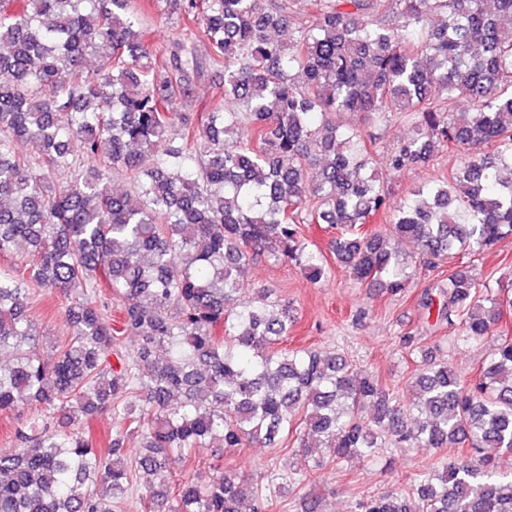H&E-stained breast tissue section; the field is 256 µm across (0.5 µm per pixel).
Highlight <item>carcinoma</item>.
Returning <instances> with one entry per match:
<instances>
[{
	"label": "carcinoma",
	"mask_w": 512,
	"mask_h": 512,
	"mask_svg": "<svg viewBox=\"0 0 512 512\" xmlns=\"http://www.w3.org/2000/svg\"><path fill=\"white\" fill-rule=\"evenodd\" d=\"M160 1L224 62L238 110L200 124L178 111L199 62L150 51L132 0H0V73L12 77L0 81V254L28 244L24 272L0 273V413L41 411L0 454V512H114L138 472L149 512H273L272 494L227 472L171 495L169 462L215 440L279 448L294 433L293 470L308 480L383 448L448 450L354 512H512V474L497 467L512 453V332L495 331L511 289L462 262L421 296L463 341L495 342L474 378L432 362L402 402L342 354L284 347L288 302L249 300L241 279L262 258L327 277L304 224L335 229L336 262L391 296L410 272L367 228L379 214L435 267L512 239V0H400L397 14L393 0H314L287 45L269 30L293 24L289 0ZM344 112L411 133L380 153L336 120ZM446 149L460 153L448 175L391 201L379 171L428 167ZM61 168L73 176L56 187ZM116 168L131 194L105 186ZM102 281L123 304L117 326ZM33 286L63 302L70 330L51 361L30 351ZM117 334L132 353L113 349ZM400 339L428 355L412 333ZM101 414L117 423L104 449L80 427ZM131 432L140 447L126 446Z\"/></svg>",
	"instance_id": "obj_1"
}]
</instances>
